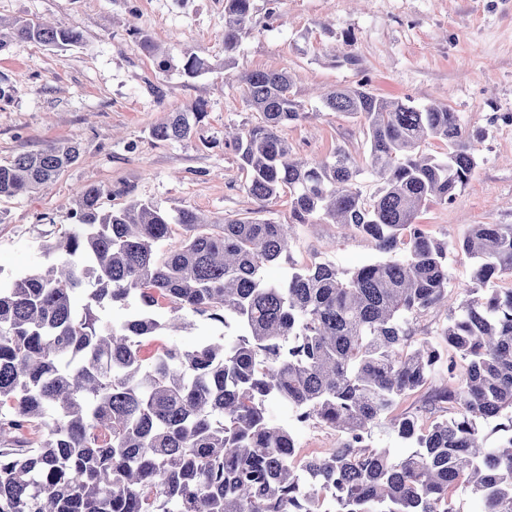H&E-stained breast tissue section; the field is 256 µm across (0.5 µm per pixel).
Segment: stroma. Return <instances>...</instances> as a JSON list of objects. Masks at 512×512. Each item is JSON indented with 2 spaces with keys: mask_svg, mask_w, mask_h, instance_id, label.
<instances>
[{
  "mask_svg": "<svg viewBox=\"0 0 512 512\" xmlns=\"http://www.w3.org/2000/svg\"><path fill=\"white\" fill-rule=\"evenodd\" d=\"M47 19L82 32L78 45L29 43L0 50V162L55 141H72L78 160L45 190L0 198V273L46 265L45 244L72 222L77 191L103 187L106 208L132 200L193 210L223 222L256 207L224 133L256 122L257 112L224 79L237 72H290L308 117L284 135L296 157L322 159L336 146L367 153L361 127L325 110L318 91L366 83L386 97L443 102L480 132L478 166L450 204L419 217L434 236L456 242L473 224H512V0H254L250 30L232 63L224 61V0H0V19ZM164 49L143 51L141 37ZM196 50L210 67L182 70ZM354 54L357 65L343 57ZM207 104L202 127L160 142L152 128L192 102ZM376 255L360 236L338 237L332 224H304L287 259L268 265L277 282L292 266L321 260L348 270ZM270 415L293 425L304 452L335 447L328 428L295 421L288 406Z\"/></svg>",
  "mask_w": 512,
  "mask_h": 512,
  "instance_id": "stroma-1",
  "label": "stroma"
}]
</instances>
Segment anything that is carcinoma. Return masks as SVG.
<instances>
[{"instance_id":"cac0c4a2","label":"carcinoma","mask_w":512,"mask_h":512,"mask_svg":"<svg viewBox=\"0 0 512 512\" xmlns=\"http://www.w3.org/2000/svg\"><path fill=\"white\" fill-rule=\"evenodd\" d=\"M252 20L253 0H224V62ZM82 41L73 28L0 20V49ZM208 67L190 53L183 71ZM234 80L259 114L233 139L252 215L212 224L142 201L108 210L87 185L75 230L45 247L53 261L0 285V512H458L460 489L477 512H512V224L471 225L455 251L473 260L475 287L454 293L448 243L418 222L472 177L478 133L447 104L361 83L320 100L359 122L365 159L343 146L293 159L283 132L307 113L288 72ZM206 116L195 101L152 136L186 139ZM432 143L443 152L426 153ZM78 154L63 141L0 163V198L54 181ZM364 172L378 184L368 196ZM283 193L286 224L263 216ZM315 219L370 240L379 257L266 280L293 226ZM109 306L126 319H103ZM440 311L442 324L417 327ZM196 317L233 335L190 350L162 340ZM270 400L335 430L339 445L301 453ZM381 424L406 451L374 447Z\"/></svg>"}]
</instances>
